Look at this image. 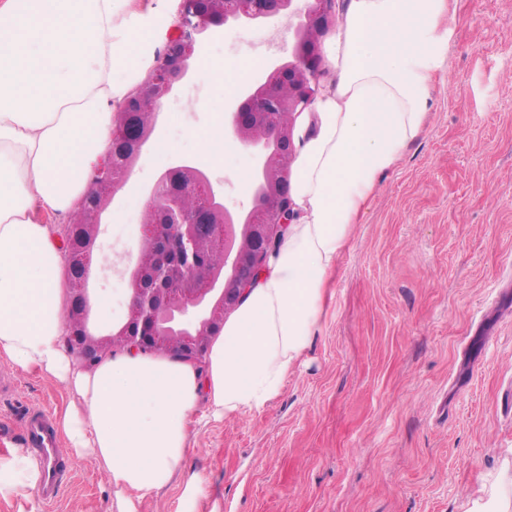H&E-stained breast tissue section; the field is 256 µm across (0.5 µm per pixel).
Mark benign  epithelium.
Wrapping results in <instances>:
<instances>
[{
	"label": "benign epithelium",
	"mask_w": 512,
	"mask_h": 512,
	"mask_svg": "<svg viewBox=\"0 0 512 512\" xmlns=\"http://www.w3.org/2000/svg\"><path fill=\"white\" fill-rule=\"evenodd\" d=\"M288 17L294 45L288 60L240 92L232 135L255 157L248 183L253 206L232 211L210 172L193 161L165 169L147 191L138 249L126 264L127 315L106 334L88 327V262L102 245L101 226L143 149L153 138L166 97L187 77L199 36L228 23ZM336 21V0H180L176 23L150 78L128 95L112 118V146L88 174L70 223L81 235L64 240L72 322L67 341L86 367L98 365L121 340L129 352L201 363L212 339L267 269L294 216L289 169L298 117L309 110L323 71L321 39ZM195 206L188 209L184 200Z\"/></svg>",
	"instance_id": "obj_1"
}]
</instances>
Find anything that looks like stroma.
Listing matches in <instances>:
<instances>
[{"mask_svg":"<svg viewBox=\"0 0 512 512\" xmlns=\"http://www.w3.org/2000/svg\"><path fill=\"white\" fill-rule=\"evenodd\" d=\"M292 45L283 16L225 25L200 53L231 69L248 48L260 78ZM447 67L426 125L355 224L334 296L281 393L260 412L193 434L178 481L138 512H460L512 461V0H458ZM191 98L203 126L233 104L196 65L166 112L181 113ZM156 136L172 150L142 152L104 226L110 264L89 279L100 330L126 316L114 282L138 238L145 186L175 159L204 160L198 137H173L168 120ZM252 164L247 149L226 141L211 170L227 207H251L235 174ZM10 370L2 459L23 447L29 409L57 415L74 399L54 379ZM67 466L53 508L32 491L0 499V512H114L104 470L74 457ZM196 474L205 492L189 502L184 488Z\"/></svg>","mask_w":512,"mask_h":512,"instance_id":"obj_1","label":"stroma"}]
</instances>
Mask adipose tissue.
Instances as JSON below:
<instances>
[{
  "instance_id": "1",
  "label": "adipose tissue",
  "mask_w": 512,
  "mask_h": 512,
  "mask_svg": "<svg viewBox=\"0 0 512 512\" xmlns=\"http://www.w3.org/2000/svg\"><path fill=\"white\" fill-rule=\"evenodd\" d=\"M450 3L349 0L324 46L336 81L296 141L294 218L268 271L213 339L206 368L126 353L88 373L65 351L64 253L50 223L84 195L89 170L111 147L113 112L156 61L175 6L0 0V359L79 397L59 426L69 453L107 472L115 512H137L172 482L193 426L261 411L283 389L354 225L424 125L448 57ZM38 479L22 450L0 460V498ZM461 512H512V464Z\"/></svg>"
}]
</instances>
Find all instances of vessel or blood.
Wrapping results in <instances>:
<instances>
[{
  "label": "vessel or blood",
  "instance_id": "b4317fda",
  "mask_svg": "<svg viewBox=\"0 0 512 512\" xmlns=\"http://www.w3.org/2000/svg\"><path fill=\"white\" fill-rule=\"evenodd\" d=\"M24 440L41 465L39 496L46 506H53L59 498L67 472L53 416L39 409L30 411L24 423Z\"/></svg>",
  "mask_w": 512,
  "mask_h": 512
}]
</instances>
